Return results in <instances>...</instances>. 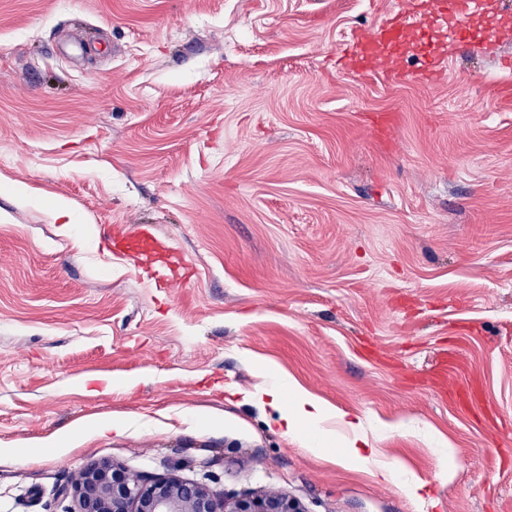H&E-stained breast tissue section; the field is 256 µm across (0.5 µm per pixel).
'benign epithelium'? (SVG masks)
Instances as JSON below:
<instances>
[{
    "label": "benign epithelium",
    "instance_id": "obj_1",
    "mask_svg": "<svg viewBox=\"0 0 512 512\" xmlns=\"http://www.w3.org/2000/svg\"><path fill=\"white\" fill-rule=\"evenodd\" d=\"M61 493L73 494L75 512H304L283 492L228 498L171 477L132 481L106 461L85 467Z\"/></svg>",
    "mask_w": 512,
    "mask_h": 512
}]
</instances>
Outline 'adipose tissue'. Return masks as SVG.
<instances>
[{
  "label": "adipose tissue",
  "mask_w": 512,
  "mask_h": 512,
  "mask_svg": "<svg viewBox=\"0 0 512 512\" xmlns=\"http://www.w3.org/2000/svg\"><path fill=\"white\" fill-rule=\"evenodd\" d=\"M243 398L257 406L273 408L276 423L310 452L334 453L337 462L345 467L369 463V456L363 453L369 441L362 431L361 420L332 409L296 382L273 375L266 386L244 392ZM332 418L343 424L347 432L346 437H336L325 429V422Z\"/></svg>",
  "instance_id": "adipose-tissue-1"
}]
</instances>
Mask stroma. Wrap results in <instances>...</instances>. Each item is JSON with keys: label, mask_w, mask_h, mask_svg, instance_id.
<instances>
[{"label": "stroma", "mask_w": 512, "mask_h": 512, "mask_svg": "<svg viewBox=\"0 0 512 512\" xmlns=\"http://www.w3.org/2000/svg\"><path fill=\"white\" fill-rule=\"evenodd\" d=\"M395 2L0 0V512H73L101 461L307 512H512V0L429 83L346 65ZM135 224L186 281L108 241ZM263 364L420 498L241 403Z\"/></svg>", "instance_id": "obj_1"}]
</instances>
